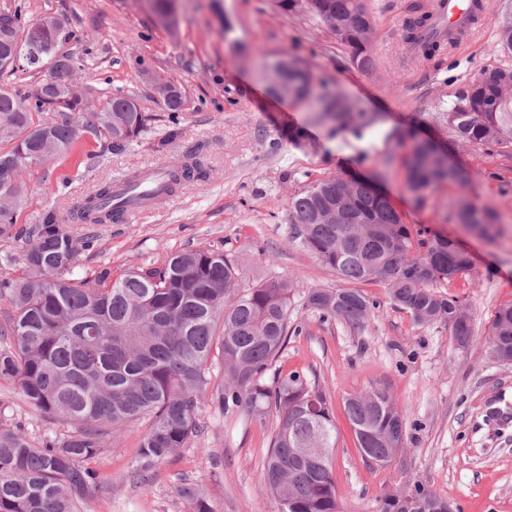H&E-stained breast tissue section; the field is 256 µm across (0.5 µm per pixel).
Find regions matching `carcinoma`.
<instances>
[{
	"label": "carcinoma",
	"mask_w": 512,
	"mask_h": 512,
	"mask_svg": "<svg viewBox=\"0 0 512 512\" xmlns=\"http://www.w3.org/2000/svg\"><path fill=\"white\" fill-rule=\"evenodd\" d=\"M309 2L308 12L318 21L334 20L343 27L342 43L351 60L369 69L374 18L366 0ZM431 24L430 7L414 4L403 25L404 41L425 55L454 45L451 32L442 40L425 37ZM499 36L503 50L512 54L509 13ZM72 39L66 22L32 21L21 4L0 10V60L30 44L43 49L30 63L43 72L33 90L0 87V240L24 244L21 274L0 277V299L12 307L0 336L14 340L11 348L0 350V379L16 382L49 421L72 427L39 448L0 418V512H77L78 498L94 485L84 462L107 447L112 431L148 421L138 447L140 468L146 470L188 446L198 433L204 402L225 417H276L263 484L279 500L281 512H338L332 467L299 452L336 448L326 394L301 371L268 373L286 344L294 281L275 278L244 291L235 262L218 249L181 251L161 267L133 268L115 280L108 269L89 280L70 278L79 251L93 247V238L74 236L70 225L117 224L142 192L155 199L205 179L201 161L190 158L133 174L120 194L112 183H102L65 224L53 211L29 230L14 223L12 209L24 197L22 174L28 167L68 153L86 136L122 152L155 120L135 97L119 91L106 96L107 108L91 111L70 88H46L63 46ZM265 68L279 74L298 102L336 126L353 120L345 100L309 70H278L273 63ZM147 77L159 103L177 119L183 93L166 98L165 87L178 86L150 73ZM448 125L462 143L512 147V66L480 69L456 92ZM407 165V189L419 203L442 184L464 191L476 179L465 168L447 164L429 139L413 141ZM451 219L479 236L494 234L490 203L462 196L452 203ZM288 223L302 247L347 283L309 291L307 305L320 318L362 327L377 301L357 284L378 280L387 285L394 306L416 322L444 324L455 341L473 337L465 305L433 289L434 283L469 271V256L448 239L411 231L374 182L319 179L290 199ZM487 345L497 359L512 362V304L495 311ZM344 412L364 457L385 465L400 453L396 445L405 416L387 386L348 396ZM177 495L189 512H214L194 482H182ZM446 508L447 499L415 481L380 499L378 512Z\"/></svg>",
	"instance_id": "obj_1"
}]
</instances>
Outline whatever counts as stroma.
Segmentation results:
<instances>
[{
  "label": "stroma",
  "mask_w": 512,
  "mask_h": 512,
  "mask_svg": "<svg viewBox=\"0 0 512 512\" xmlns=\"http://www.w3.org/2000/svg\"><path fill=\"white\" fill-rule=\"evenodd\" d=\"M20 1L29 18L68 21L74 32L68 49L81 59L75 89L91 107L118 90L157 112L145 70L180 86L186 105L178 136L164 151L156 149L170 128L163 119L123 152H107L103 141L86 137L67 154L28 168L16 225L37 224L51 210L68 216L95 186L185 161L189 150H198L205 180L132 220L73 225L75 236L94 239L92 249L79 253L73 277L91 278L104 268L117 277L133 266L162 265L179 251L219 248L231 253L242 288L272 277L293 280L288 343L273 366L317 379L331 403L339 512H377L385 493L413 480L447 498L456 512H512V363L493 358L486 345L493 314L512 303V149L461 143L446 116L457 90L482 67L512 64L498 31L512 0H487L483 28L431 60L402 40L410 0H369L376 33L367 71L325 25L284 9L280 0H177L172 28L161 26L143 0H0V9ZM282 57L299 60L343 96L353 122L336 127L287 93H273L262 64ZM397 131L431 138L476 173L468 196L496 208L495 240L450 220L455 186L415 202ZM348 175L378 177L405 224L469 253L467 273L434 286L466 305L474 336L469 349L456 348L447 326L420 325L395 309L378 281L363 286L379 306L361 328L322 320L308 307L310 290L340 281L300 247L288 203L317 179ZM376 385L390 389L406 416L405 450L383 467L360 456L343 411L346 396ZM0 414L38 446L68 431L49 422L10 380H0ZM199 423V435L176 460L147 471L136 462L146 422L114 431L109 448L85 463L98 486L79 499L80 512H188L176 495L186 479L205 487L215 512H280L261 484L274 418L227 419L205 405Z\"/></svg>",
  "instance_id": "obj_1"
}]
</instances>
